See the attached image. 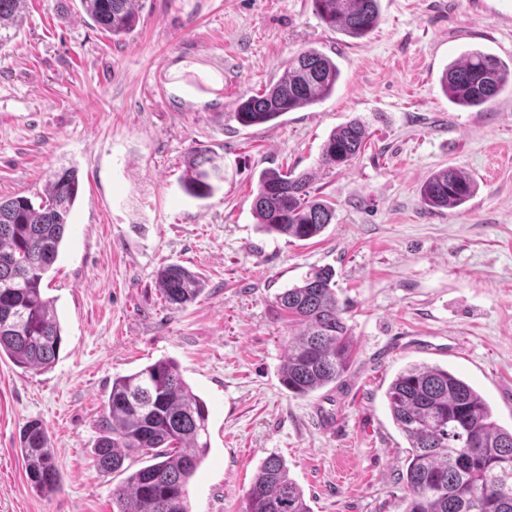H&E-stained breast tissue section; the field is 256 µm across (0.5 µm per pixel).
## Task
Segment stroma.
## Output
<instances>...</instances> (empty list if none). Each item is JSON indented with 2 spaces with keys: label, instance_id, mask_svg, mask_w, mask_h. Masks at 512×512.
<instances>
[{
  "label": "stroma",
  "instance_id": "1",
  "mask_svg": "<svg viewBox=\"0 0 512 512\" xmlns=\"http://www.w3.org/2000/svg\"><path fill=\"white\" fill-rule=\"evenodd\" d=\"M113 41L79 0H29L0 48V196L40 203L48 176L75 167L79 197L43 279L63 343L52 368L0 359V512H112L121 472L92 459L114 377L177 362L209 410V446L190 512H242L260 463L282 456L312 512H404L408 443L386 399L411 364L452 371L512 428V86L478 107L443 93L471 50L512 65V0H379L360 39L329 29L313 0H143ZM314 47L341 76L323 102L241 126L239 98L263 91ZM363 121L352 165L318 166L329 134ZM224 156L225 181L197 200L180 187L190 151ZM313 172L326 231L271 236L252 215L267 168ZM454 167L476 184L432 211L419 189ZM177 263L205 291L168 309L156 270ZM332 267L354 338L340 383L311 395L279 381L288 320L277 294ZM41 423L60 491L27 489L19 437Z\"/></svg>",
  "mask_w": 512,
  "mask_h": 512
}]
</instances>
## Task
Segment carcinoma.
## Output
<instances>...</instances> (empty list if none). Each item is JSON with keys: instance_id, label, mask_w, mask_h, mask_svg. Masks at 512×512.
Masks as SVG:
<instances>
[{"instance_id": "carcinoma-1", "label": "carcinoma", "mask_w": 512, "mask_h": 512, "mask_svg": "<svg viewBox=\"0 0 512 512\" xmlns=\"http://www.w3.org/2000/svg\"><path fill=\"white\" fill-rule=\"evenodd\" d=\"M329 28L362 38L378 24V0H313ZM140 0H80L83 12L118 38L134 31ZM27 0H0V48L22 23ZM340 70L331 57L303 49L283 74L260 94L241 98L234 116L240 125L267 124L297 108L314 105L336 90ZM442 90L462 107L485 104L507 85L512 67L474 50L445 69ZM367 138L363 122L335 129L321 148L320 167L343 169L360 153ZM312 175L292 176L278 169L259 179L252 211L268 233L308 240L331 224L334 211L310 195ZM224 182V156L194 149L181 182L194 199H208ZM78 171H53L39 205L25 196L0 198V357L25 369L52 367L62 343L54 299L41 288L58 258L65 229L79 194ZM474 193L470 177L446 168L420 188L431 209L461 205ZM169 308L179 311L203 292L194 273L178 264L156 272ZM293 332L280 368L281 384L304 397L338 381L348 370L353 336L336 296L335 271L311 270L299 283L278 294ZM394 423L409 444L404 512H512V430L499 426L485 398L454 373L411 364L386 391ZM208 408L183 379L177 363L160 359L112 379L104 403L103 430L93 450L102 471L129 472L112 490V512H189L187 485L208 448ZM28 488L35 494L61 489V474L49 438L37 421L20 433ZM144 459L130 472L127 460ZM243 512H311L304 493L289 477L277 454L268 455L246 491Z\"/></svg>"}]
</instances>
